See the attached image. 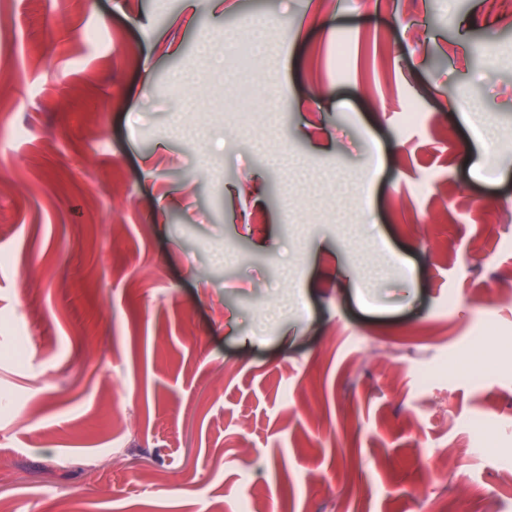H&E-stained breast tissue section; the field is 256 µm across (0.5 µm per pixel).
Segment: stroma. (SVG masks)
I'll use <instances>...</instances> for the list:
<instances>
[{
  "instance_id": "stroma-1",
  "label": "stroma",
  "mask_w": 512,
  "mask_h": 512,
  "mask_svg": "<svg viewBox=\"0 0 512 512\" xmlns=\"http://www.w3.org/2000/svg\"><path fill=\"white\" fill-rule=\"evenodd\" d=\"M461 493L512 512V0H0V505Z\"/></svg>"
}]
</instances>
